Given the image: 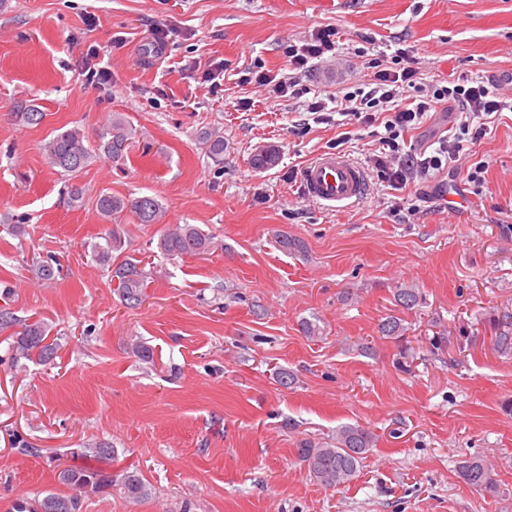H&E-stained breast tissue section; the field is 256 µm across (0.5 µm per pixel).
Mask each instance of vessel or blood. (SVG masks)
I'll list each match as a JSON object with an SVG mask.
<instances>
[{
    "instance_id": "b4317fda",
    "label": "vessel or blood",
    "mask_w": 512,
    "mask_h": 512,
    "mask_svg": "<svg viewBox=\"0 0 512 512\" xmlns=\"http://www.w3.org/2000/svg\"><path fill=\"white\" fill-rule=\"evenodd\" d=\"M303 197L331 208L360 201L367 191L364 169L338 153H324L309 163L301 175Z\"/></svg>"
}]
</instances>
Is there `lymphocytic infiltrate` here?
I'll list each match as a JSON object with an SVG mask.
<instances>
[{
	"mask_svg": "<svg viewBox=\"0 0 512 512\" xmlns=\"http://www.w3.org/2000/svg\"><path fill=\"white\" fill-rule=\"evenodd\" d=\"M336 35L335 28L327 25L313 30L301 46L287 45L284 55L289 68L306 71L311 60L335 50ZM416 80L417 73L412 66L382 68L375 73V89H358L344 96L350 104L348 114L357 122L372 123L376 120V111L387 112L386 135L382 139L384 149L375 155L373 166L378 177L395 190L406 188L414 173L438 170L446 163H463L467 147L480 142L488 133L489 116L512 104L501 84L492 78L470 86L460 83L434 87L419 93L412 101L402 100L401 89L415 87ZM443 106L456 112L459 118L458 131L452 140L440 146L438 154L421 160L402 152L398 143L400 133L416 128L427 113Z\"/></svg>",
	"mask_w": 512,
	"mask_h": 512,
	"instance_id": "obj_1",
	"label": "lymphocytic infiltrate"
}]
</instances>
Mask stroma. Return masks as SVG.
<instances>
[{"instance_id": "1", "label": "stroma", "mask_w": 512, "mask_h": 512, "mask_svg": "<svg viewBox=\"0 0 512 512\" xmlns=\"http://www.w3.org/2000/svg\"><path fill=\"white\" fill-rule=\"evenodd\" d=\"M324 25L339 32L335 59L298 75L322 99L370 82L400 49L421 85L512 74V0H0V296L58 344L50 362L16 363L0 332V512L60 491L58 465L96 441L152 495L90 494L83 512H512V354L492 342L512 313V112L471 148L483 185L447 167L391 189L368 167L383 122L324 121L305 98L241 81L253 66L286 75L285 46ZM92 55L112 73L97 88L85 85ZM28 104L40 123L16 119ZM113 112L136 142L120 161L93 156L71 201L42 145L72 127L96 139ZM211 129L224 134L220 166L199 145ZM266 145L280 159L259 171ZM333 151L368 169L366 197L339 210L299 189ZM102 192L156 196L165 224L198 225L224 248L172 260L156 247L165 224L127 218L123 252L148 274L145 301L127 308L92 251L108 230ZM283 232L303 252L282 251ZM48 255L61 272L41 281L32 262ZM403 284L426 299L402 315L405 369L378 333ZM305 319L320 338L303 336ZM442 329L455 340L431 354ZM346 424L376 445L348 486L322 488L296 445ZM18 436L36 454L18 453ZM471 456L496 464L497 494L464 484Z\"/></svg>"}]
</instances>
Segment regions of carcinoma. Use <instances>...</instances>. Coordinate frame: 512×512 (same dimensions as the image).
Segmentation results:
<instances>
[{"label":"carcinoma","mask_w":512,"mask_h":512,"mask_svg":"<svg viewBox=\"0 0 512 512\" xmlns=\"http://www.w3.org/2000/svg\"><path fill=\"white\" fill-rule=\"evenodd\" d=\"M136 132L122 114L112 113L103 124L98 135L96 149L105 157L118 161L133 144ZM201 145L205 154L217 164L224 160V133L212 129L202 133ZM92 150L84 133L77 127L61 131L43 145L47 164L61 175L72 180L87 166ZM280 157L278 147L270 145L252 157V165L257 169L275 165ZM96 208L104 220L112 225L103 237V242L94 246L99 264L108 269L116 290L124 304L133 309L141 305L144 282L147 272L139 263L117 254L122 248L121 224L131 214L140 224H161L165 220L166 209L153 195L127 198L114 193H101L96 199ZM220 242L194 224H175L162 234L157 249L165 256L175 258L195 256L215 251ZM58 264L52 255L36 262L35 276L42 281L55 277L54 265ZM396 305L406 311L417 309L424 304L422 294L410 286L397 288L393 293ZM13 330L11 351L15 363L20 360L49 361L56 357L57 343L48 341V327L40 320L19 319L9 305L0 306V332ZM378 332L385 339L401 344L404 340L403 319L390 315L379 322ZM494 347L503 354L512 352V317L504 316L502 330L494 337ZM375 443L373 435L360 426L347 425L336 431L329 442L301 440L296 448L298 459L307 467L311 479L325 489L344 487L352 482L361 467L363 459ZM458 473L463 482L479 491L496 494L494 479L495 465L474 456L462 460ZM58 483L68 487L72 493L50 491L35 501L20 500L15 504L16 512H46L51 500L70 504V512H81L82 496L86 492L100 493L113 491L128 502H139L149 498L152 491L139 470L128 468L115 473H102L98 469L83 466H67L57 475Z\"/></svg>","instance_id":"obj_1"}]
</instances>
